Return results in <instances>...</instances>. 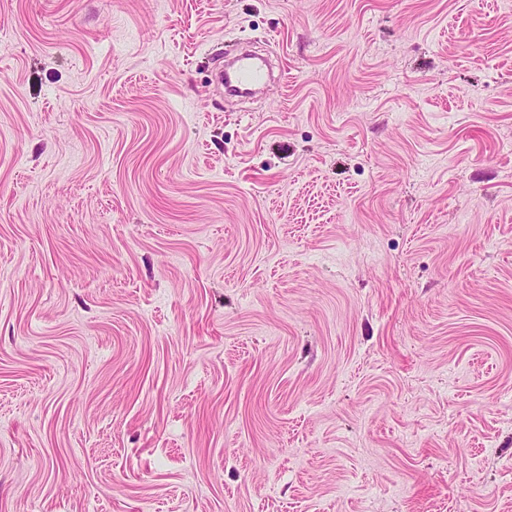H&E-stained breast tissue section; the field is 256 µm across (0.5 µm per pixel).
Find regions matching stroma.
Wrapping results in <instances>:
<instances>
[{
	"instance_id": "1",
	"label": "stroma",
	"mask_w": 512,
	"mask_h": 512,
	"mask_svg": "<svg viewBox=\"0 0 512 512\" xmlns=\"http://www.w3.org/2000/svg\"><path fill=\"white\" fill-rule=\"evenodd\" d=\"M0 512H512V0H0ZM238 61L230 74L225 73V89L228 86L238 91L256 88L265 78L264 70L251 60L238 56Z\"/></svg>"
}]
</instances>
